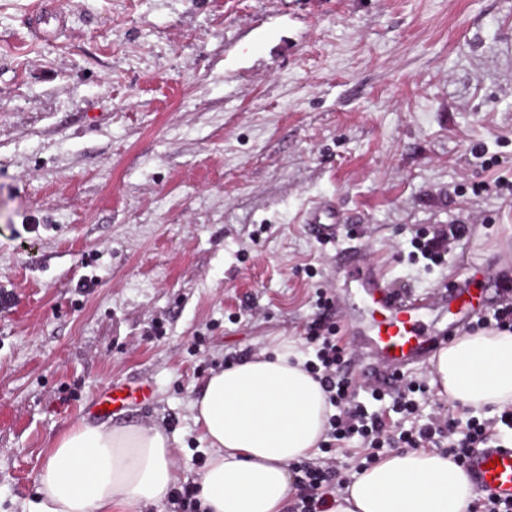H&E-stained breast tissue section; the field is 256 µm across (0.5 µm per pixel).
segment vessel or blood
<instances>
[{"label": "vessel or blood", "mask_w": 512, "mask_h": 512, "mask_svg": "<svg viewBox=\"0 0 512 512\" xmlns=\"http://www.w3.org/2000/svg\"><path fill=\"white\" fill-rule=\"evenodd\" d=\"M65 26V17L52 0H45L32 13L30 29L36 37L59 33ZM305 221L322 237H336L340 226L335 208L327 200L316 202L307 212ZM338 262L350 280L363 290L369 303L367 318L349 323L348 328L355 345L372 355L374 372L379 378H390L425 362L440 346L447 344V337L430 336L420 318L423 310L432 306L446 311L454 309L468 322L482 313V305L473 302L469 289L445 287L425 298L402 294L358 254H340ZM152 396V388L147 383H115L88 406L87 413L102 418L106 413L143 404ZM466 466L479 493L491 494L503 501L512 500L511 447L475 449L467 458Z\"/></svg>", "instance_id": "obj_1"}]
</instances>
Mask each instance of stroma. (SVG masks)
Here are the masks:
<instances>
[{"label": "stroma", "instance_id": "1", "mask_svg": "<svg viewBox=\"0 0 512 512\" xmlns=\"http://www.w3.org/2000/svg\"><path fill=\"white\" fill-rule=\"evenodd\" d=\"M39 2L0 0V512L117 381L153 398L106 425L196 472L226 355L313 356L321 291L362 315L338 249L422 297L512 278V196L477 189L512 180V0H55L37 40ZM323 199L349 219L328 244ZM451 219L447 264L415 262ZM65 27V16L53 5L52 1H46L32 13L30 29L38 38H44L50 34L56 35ZM305 224H312L318 236L336 237L340 219L336 216L334 205L328 200L316 202L307 212Z\"/></svg>", "mask_w": 512, "mask_h": 512}]
</instances>
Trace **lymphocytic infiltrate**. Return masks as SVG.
I'll list each match as a JSON object with an SVG mask.
<instances>
[{"instance_id":"lymphocytic-infiltrate-1","label":"lymphocytic infiltrate","mask_w":512,"mask_h":512,"mask_svg":"<svg viewBox=\"0 0 512 512\" xmlns=\"http://www.w3.org/2000/svg\"><path fill=\"white\" fill-rule=\"evenodd\" d=\"M464 233V225L453 221L430 238H412L410 244L415 256L437 266ZM317 306L320 315L310 323L307 332L314 357L304 367L319 380L335 412L327 418L325 438L319 445L321 457L293 465L296 480L306 492L290 506L289 512H330L333 495L350 483L351 473L378 463L393 449L443 446L449 455L462 462L474 449L496 442L499 427L512 429V406L490 418L469 417L462 426L447 413L423 417L418 397L427 394V386L402 375L397 376L393 387L369 384L372 400L380 404L379 409H369L358 401L353 379L346 369V345L331 316L332 298L320 294ZM353 443L357 444L360 457L350 467L344 458Z\"/></svg>"}]
</instances>
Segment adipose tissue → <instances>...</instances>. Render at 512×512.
I'll return each mask as SVG.
<instances>
[{
  "label": "adipose tissue",
  "instance_id": "1",
  "mask_svg": "<svg viewBox=\"0 0 512 512\" xmlns=\"http://www.w3.org/2000/svg\"><path fill=\"white\" fill-rule=\"evenodd\" d=\"M430 381L464 408L512 405V333L457 336L433 357ZM191 408L214 450L194 478L207 512H283L296 493L290 465L317 448L329 412L295 342L275 341L212 374ZM181 478L159 429L79 424L47 454L29 512H134L164 504ZM474 497L469 474L450 456L405 450L356 475L331 512H467Z\"/></svg>",
  "mask_w": 512,
  "mask_h": 512
}]
</instances>
